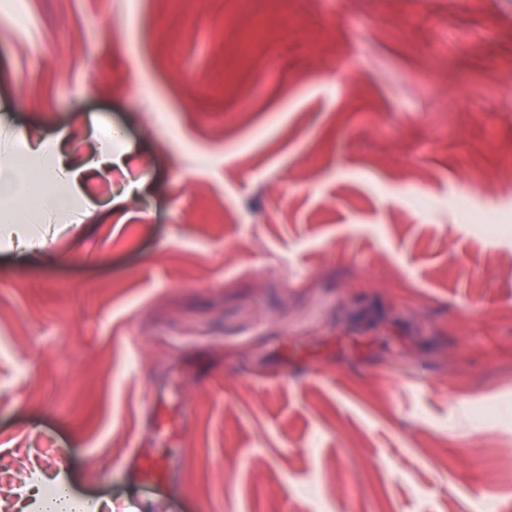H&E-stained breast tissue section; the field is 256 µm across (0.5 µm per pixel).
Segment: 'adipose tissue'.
<instances>
[{"label": "adipose tissue", "mask_w": 512, "mask_h": 512, "mask_svg": "<svg viewBox=\"0 0 512 512\" xmlns=\"http://www.w3.org/2000/svg\"><path fill=\"white\" fill-rule=\"evenodd\" d=\"M59 154V141L25 138L10 162L0 167V237L16 240L18 249L45 247L46 238L27 230V223L65 212L82 196L71 169L43 165V158Z\"/></svg>", "instance_id": "1"}]
</instances>
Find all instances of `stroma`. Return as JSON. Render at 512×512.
I'll return each mask as SVG.
<instances>
[{
	"mask_svg": "<svg viewBox=\"0 0 512 512\" xmlns=\"http://www.w3.org/2000/svg\"><path fill=\"white\" fill-rule=\"evenodd\" d=\"M128 151L0 246V512H512V0H26L0 150ZM143 189L117 221L111 193ZM497 215L496 230L480 222ZM188 405L177 439L141 411ZM180 463L129 477V449Z\"/></svg>",
	"mask_w": 512,
	"mask_h": 512,
	"instance_id": "stroma-1",
	"label": "stroma"
}]
</instances>
